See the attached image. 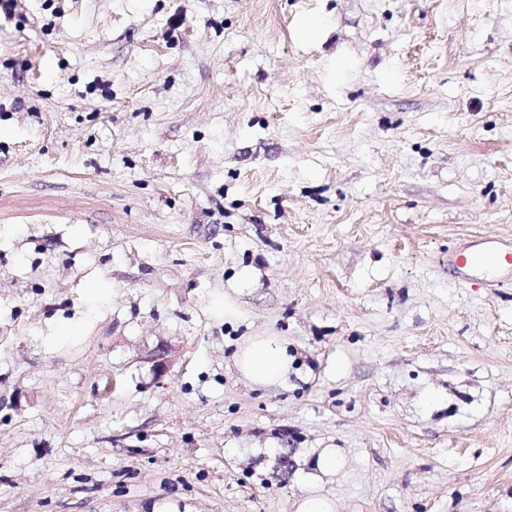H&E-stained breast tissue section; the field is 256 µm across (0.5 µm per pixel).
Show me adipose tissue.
Masks as SVG:
<instances>
[{
	"instance_id": "1",
	"label": "adipose tissue",
	"mask_w": 512,
	"mask_h": 512,
	"mask_svg": "<svg viewBox=\"0 0 512 512\" xmlns=\"http://www.w3.org/2000/svg\"><path fill=\"white\" fill-rule=\"evenodd\" d=\"M235 363L253 384L274 385L288 375L287 346L277 336H251L237 350Z\"/></svg>"
}]
</instances>
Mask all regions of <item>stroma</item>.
Listing matches in <instances>:
<instances>
[{"label":"stroma","mask_w":512,"mask_h":512,"mask_svg":"<svg viewBox=\"0 0 512 512\" xmlns=\"http://www.w3.org/2000/svg\"><path fill=\"white\" fill-rule=\"evenodd\" d=\"M475 235L512 238V0L0 9V512H512ZM235 363L253 384L274 385L288 376L287 346L277 336H250L237 350Z\"/></svg>","instance_id":"35a3bbf8"}]
</instances>
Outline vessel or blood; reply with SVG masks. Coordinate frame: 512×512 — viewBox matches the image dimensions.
I'll return each mask as SVG.
<instances>
[{
    "instance_id": "1",
    "label": "vessel or blood",
    "mask_w": 512,
    "mask_h": 512,
    "mask_svg": "<svg viewBox=\"0 0 512 512\" xmlns=\"http://www.w3.org/2000/svg\"><path fill=\"white\" fill-rule=\"evenodd\" d=\"M452 269L460 281L477 288H496L512 281V240H476L474 249L454 256Z\"/></svg>"
}]
</instances>
